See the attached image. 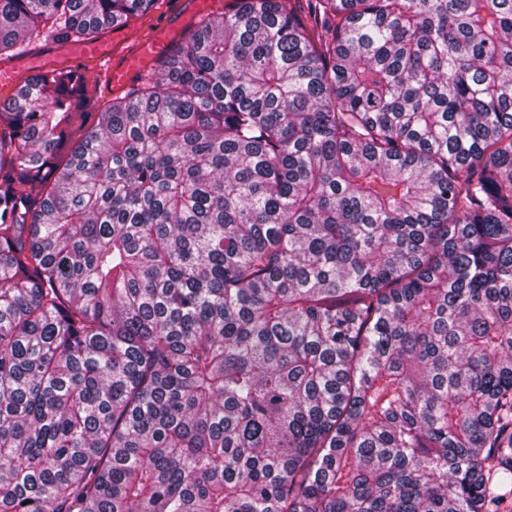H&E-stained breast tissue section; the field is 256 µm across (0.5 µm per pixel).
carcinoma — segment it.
<instances>
[{
	"label": "carcinoma",
	"instance_id": "carcinoma-1",
	"mask_svg": "<svg viewBox=\"0 0 512 512\" xmlns=\"http://www.w3.org/2000/svg\"><path fill=\"white\" fill-rule=\"evenodd\" d=\"M93 104L0 100V512H512V0H229Z\"/></svg>",
	"mask_w": 512,
	"mask_h": 512
}]
</instances>
